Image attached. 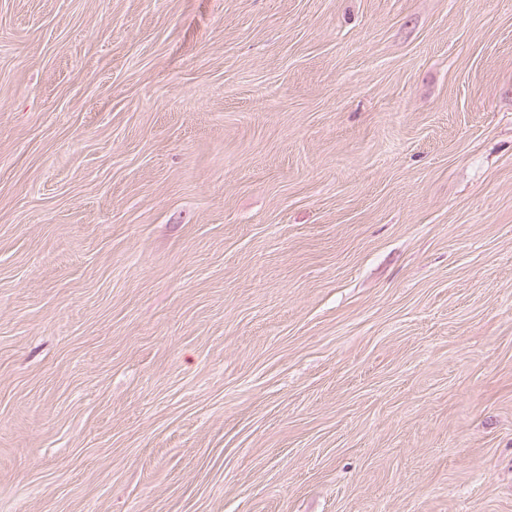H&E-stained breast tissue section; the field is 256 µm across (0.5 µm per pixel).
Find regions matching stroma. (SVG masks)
I'll list each match as a JSON object with an SVG mask.
<instances>
[{
	"instance_id": "1",
	"label": "stroma",
	"mask_w": 512,
	"mask_h": 512,
	"mask_svg": "<svg viewBox=\"0 0 512 512\" xmlns=\"http://www.w3.org/2000/svg\"><path fill=\"white\" fill-rule=\"evenodd\" d=\"M0 512H512V0H0Z\"/></svg>"
}]
</instances>
